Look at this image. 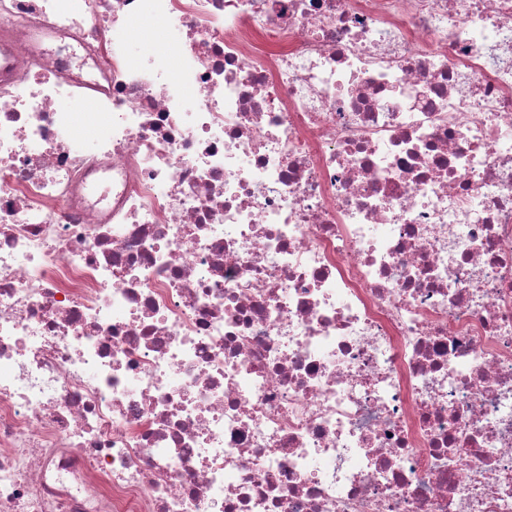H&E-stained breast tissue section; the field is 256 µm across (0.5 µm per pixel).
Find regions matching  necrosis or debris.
I'll return each instance as SVG.
<instances>
[{
	"mask_svg": "<svg viewBox=\"0 0 512 512\" xmlns=\"http://www.w3.org/2000/svg\"><path fill=\"white\" fill-rule=\"evenodd\" d=\"M0 512H512V0H0ZM179 37L175 31L141 25L121 30L117 35L116 44L122 46V54L130 60L136 61L149 48L160 53H170Z\"/></svg>",
	"mask_w": 512,
	"mask_h": 512,
	"instance_id": "obj_1",
	"label": "necrosis or debris"
}]
</instances>
